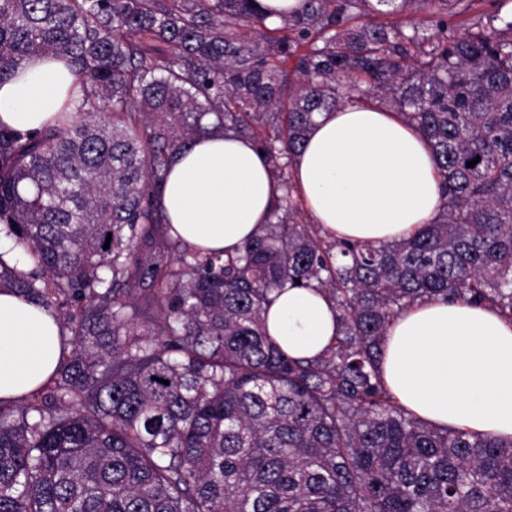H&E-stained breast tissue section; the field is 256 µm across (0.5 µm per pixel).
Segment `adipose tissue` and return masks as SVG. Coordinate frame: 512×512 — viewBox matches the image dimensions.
<instances>
[{"instance_id":"ef3b65f1","label":"adipose tissue","mask_w":512,"mask_h":512,"mask_svg":"<svg viewBox=\"0 0 512 512\" xmlns=\"http://www.w3.org/2000/svg\"><path fill=\"white\" fill-rule=\"evenodd\" d=\"M78 88L59 62L23 61L0 83V123L32 132L61 119ZM304 206L330 240L385 243L434 222L440 178L423 136L396 113L349 102L322 113L293 159ZM283 194L267 156L249 139L205 135L172 159L160 201L173 234L192 246L232 253L267 223ZM266 329L295 358L319 356L337 331L328 299L287 288ZM63 349L56 312L0 292V400L35 392ZM382 377L419 418L474 435L512 439V322L488 306L430 300L401 313L384 338Z\"/></svg>"}]
</instances>
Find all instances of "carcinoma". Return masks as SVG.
<instances>
[{
	"label": "carcinoma",
	"instance_id": "1",
	"mask_svg": "<svg viewBox=\"0 0 512 512\" xmlns=\"http://www.w3.org/2000/svg\"><path fill=\"white\" fill-rule=\"evenodd\" d=\"M471 2L306 0L270 27L257 0H0V83L39 54L80 87L59 126L0 124V233L35 262L0 266V291L78 311L55 377L0 401V512H512V440L418 419L380 373L417 303L512 321V14L486 0L448 33ZM355 93L435 157L443 206L409 238L299 219L292 159ZM211 129L254 140L284 190L225 257L173 237L155 200ZM287 285L336 312L316 358L267 334Z\"/></svg>",
	"mask_w": 512,
	"mask_h": 512
}]
</instances>
